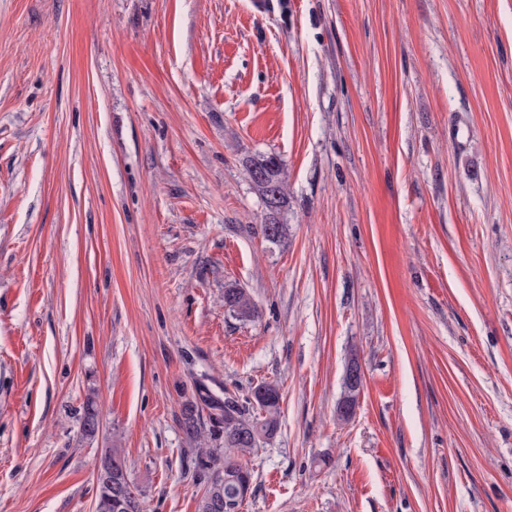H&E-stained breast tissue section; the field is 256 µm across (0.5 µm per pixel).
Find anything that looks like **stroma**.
Returning <instances> with one entry per match:
<instances>
[{"label": "stroma", "mask_w": 512, "mask_h": 512, "mask_svg": "<svg viewBox=\"0 0 512 512\" xmlns=\"http://www.w3.org/2000/svg\"><path fill=\"white\" fill-rule=\"evenodd\" d=\"M203 374L281 389L240 512H512V0H0V512H93L112 446L197 512ZM250 187L262 205V220L259 231L265 241L273 245L284 242L287 236V224H283L282 215L288 207L287 175L281 160L273 154H258L247 157L243 162ZM251 168L259 171L260 176H250ZM269 191L274 194L268 198ZM225 307L239 318H249L256 312L252 296L244 288L229 285L224 288ZM362 377L363 371L361 365L358 367L354 365L346 369L345 378H347L351 383L360 384ZM363 380L361 382V387H363ZM360 389L355 391L347 382H343V396H341L336 406V418L338 420L347 421L353 417ZM100 410L97 404L95 390H88L83 403V414L81 418V434L88 441H93L99 431Z\"/></svg>", "instance_id": "stroma-1"}]
</instances>
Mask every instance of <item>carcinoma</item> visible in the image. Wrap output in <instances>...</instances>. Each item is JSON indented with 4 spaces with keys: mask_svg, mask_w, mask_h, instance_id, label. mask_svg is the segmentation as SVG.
Wrapping results in <instances>:
<instances>
[{
    "mask_svg": "<svg viewBox=\"0 0 512 512\" xmlns=\"http://www.w3.org/2000/svg\"><path fill=\"white\" fill-rule=\"evenodd\" d=\"M245 173L259 171L260 176L248 177L250 187L262 205L259 231L265 241L278 245L286 239L288 225L282 215L288 207L287 175L281 160L273 154H258L243 162ZM224 306L239 318H249L256 312L252 296L244 288L230 285L224 289ZM359 392L343 383V396L336 406V418L350 420ZM280 389L272 382L258 385L253 398L244 402L224 393H213L199 379L195 394L181 405L178 424L186 437L196 443L192 477L204 484L198 512H224V503L246 500L251 491L252 474L245 459L253 454L260 442L272 437L279 426ZM100 410L94 389H89L83 403L81 434L88 441L99 431ZM101 460L112 464V484H120L122 496L114 498L111 484L96 479L97 494L94 512H144L142 493L128 477L120 448H106Z\"/></svg>",
    "mask_w": 512,
    "mask_h": 512,
    "instance_id": "carcinoma-1",
    "label": "carcinoma"
}]
</instances>
